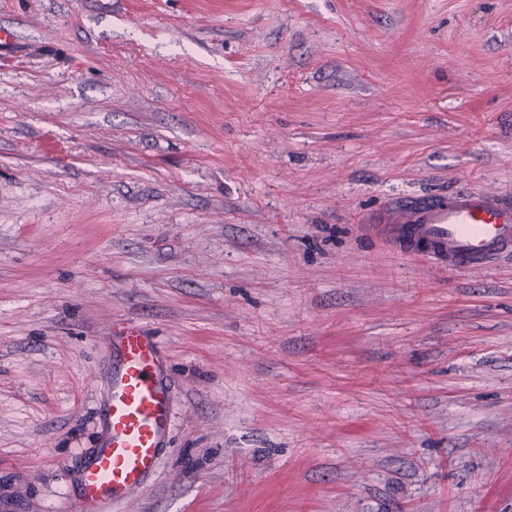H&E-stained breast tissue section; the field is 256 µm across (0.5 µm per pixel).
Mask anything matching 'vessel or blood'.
<instances>
[{"mask_svg":"<svg viewBox=\"0 0 512 512\" xmlns=\"http://www.w3.org/2000/svg\"><path fill=\"white\" fill-rule=\"evenodd\" d=\"M364 222L401 255L451 271L485 269L512 254V197L493 191L400 198ZM107 341L116 362L97 404L99 437L82 460L72 512H112L145 488L173 431L163 347L129 319L115 323Z\"/></svg>","mask_w":512,"mask_h":512,"instance_id":"1","label":"vessel or blood"}]
</instances>
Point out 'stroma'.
<instances>
[{
    "instance_id": "35a3bbf8",
    "label": "stroma",
    "mask_w": 512,
    "mask_h": 512,
    "mask_svg": "<svg viewBox=\"0 0 512 512\" xmlns=\"http://www.w3.org/2000/svg\"><path fill=\"white\" fill-rule=\"evenodd\" d=\"M0 0V512H68L130 318L172 443L116 512H512V258L363 217L512 195V0Z\"/></svg>"
}]
</instances>
